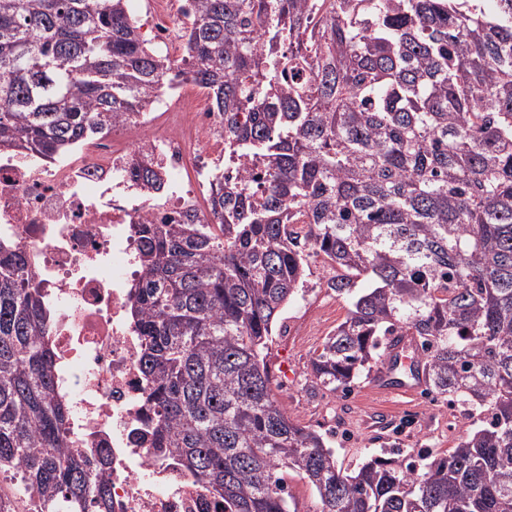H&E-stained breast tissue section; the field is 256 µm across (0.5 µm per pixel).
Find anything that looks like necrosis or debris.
Returning a JSON list of instances; mask_svg holds the SVG:
<instances>
[{
	"label": "necrosis or debris",
	"mask_w": 512,
	"mask_h": 512,
	"mask_svg": "<svg viewBox=\"0 0 512 512\" xmlns=\"http://www.w3.org/2000/svg\"><path fill=\"white\" fill-rule=\"evenodd\" d=\"M160 167L149 195L130 173ZM224 162V116L189 82L164 87L158 108L46 163L0 150V241L23 251L54 317V381L69 407L70 447L102 458L113 512H223L202 480L159 456L144 412L147 385L129 318L141 275L140 223H211L207 186Z\"/></svg>",
	"instance_id": "4bbe7bcc"
}]
</instances>
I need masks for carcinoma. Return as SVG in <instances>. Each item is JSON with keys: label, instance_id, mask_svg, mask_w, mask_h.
Wrapping results in <instances>:
<instances>
[{"label": "carcinoma", "instance_id": "cac0c4a2", "mask_svg": "<svg viewBox=\"0 0 512 512\" xmlns=\"http://www.w3.org/2000/svg\"><path fill=\"white\" fill-rule=\"evenodd\" d=\"M186 4L181 73L224 113V157L259 166L213 177L214 225L135 227L155 448L224 512H296L290 474L318 512H512V0ZM173 70L128 0H0V147L53 161L146 111ZM317 260L350 308L315 383L345 396L410 336L425 395L472 420L451 451L348 473L286 414L269 343ZM51 329L1 243L0 473L33 512H112L105 463L65 446Z\"/></svg>", "mask_w": 512, "mask_h": 512}]
</instances>
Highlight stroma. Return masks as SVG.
Segmentation results:
<instances>
[{
    "instance_id": "35a3bbf8",
    "label": "stroma",
    "mask_w": 512,
    "mask_h": 512,
    "mask_svg": "<svg viewBox=\"0 0 512 512\" xmlns=\"http://www.w3.org/2000/svg\"><path fill=\"white\" fill-rule=\"evenodd\" d=\"M324 271L313 265L304 299L288 306L275 335L269 360L277 394L287 414L300 424L330 433L336 460L345 471L371 456L397 450L403 456L427 449L443 454L470 430V422L443 400L421 391L408 394L377 386L374 376L360 378L348 396L317 387L310 360L345 318L349 304L326 288Z\"/></svg>"
}]
</instances>
